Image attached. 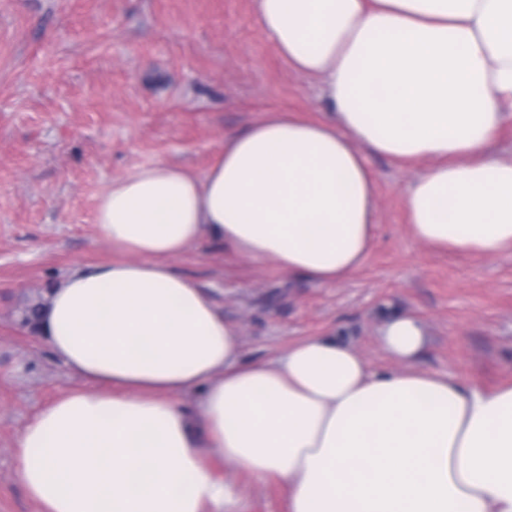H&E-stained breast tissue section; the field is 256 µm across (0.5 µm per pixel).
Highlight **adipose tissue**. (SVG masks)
I'll list each match as a JSON object with an SVG mask.
<instances>
[{"label":"adipose tissue","instance_id":"1","mask_svg":"<svg viewBox=\"0 0 512 512\" xmlns=\"http://www.w3.org/2000/svg\"><path fill=\"white\" fill-rule=\"evenodd\" d=\"M256 15L327 114L266 113L201 175L155 161L113 179L94 224L117 260L71 273L38 320L79 383L22 428L24 488L44 512H242L219 458L282 484L288 512H512V384L415 369L427 332L411 315L382 329L389 374L323 337L243 361L169 264L206 235L340 282L373 245V155L433 159L406 192L418 240L512 249V155L492 149L512 112V0H256Z\"/></svg>","mask_w":512,"mask_h":512}]
</instances>
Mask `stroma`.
Wrapping results in <instances>:
<instances>
[{
	"label": "stroma",
	"mask_w": 512,
	"mask_h": 512,
	"mask_svg": "<svg viewBox=\"0 0 512 512\" xmlns=\"http://www.w3.org/2000/svg\"><path fill=\"white\" fill-rule=\"evenodd\" d=\"M327 107L318 82L280 56L255 0H0V512H41L19 479L17 436L76 383L24 324L25 310L74 270L112 260L93 226L112 179L158 160L204 174L225 135L266 112L317 119ZM371 165L375 242L343 281L313 283L207 238L172 267L237 328L243 360L330 336L373 370L395 371L380 332L412 313L428 334L418 369L481 388L512 382V252L418 241L406 189L430 160ZM214 469L234 481L243 512H288L278 484Z\"/></svg>",
	"instance_id": "35a3bbf8"
}]
</instances>
